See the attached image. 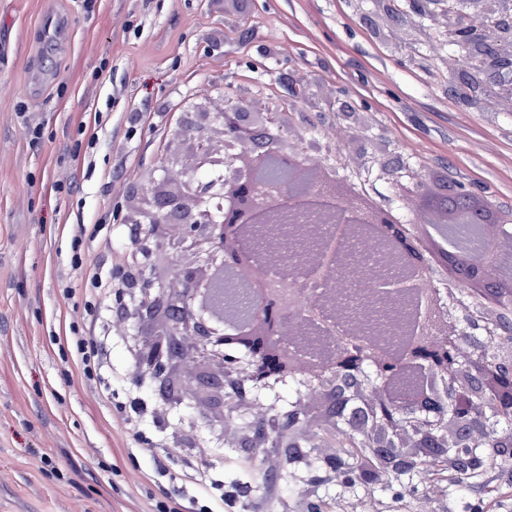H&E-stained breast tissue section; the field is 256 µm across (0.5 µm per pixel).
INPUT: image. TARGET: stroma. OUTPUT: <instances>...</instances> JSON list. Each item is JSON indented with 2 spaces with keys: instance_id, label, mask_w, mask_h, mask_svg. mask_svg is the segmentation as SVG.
I'll use <instances>...</instances> for the list:
<instances>
[{
  "instance_id": "35a3bbf8",
  "label": "stroma",
  "mask_w": 512,
  "mask_h": 512,
  "mask_svg": "<svg viewBox=\"0 0 512 512\" xmlns=\"http://www.w3.org/2000/svg\"><path fill=\"white\" fill-rule=\"evenodd\" d=\"M452 55L443 23L376 0H0V512H145L175 494L196 512L222 484L247 491L230 512H464L475 488L397 502L378 485H313L318 450L272 471L196 399L164 406L134 378L139 332L116 299L100 304L104 325L121 326L109 369L86 380L60 348L85 295L63 297L57 280L77 222L100 227L87 263L126 275L121 212L161 171L180 174L164 161L199 102L289 113L296 148L404 222L415 211L400 188L418 182L442 199L465 182L512 216V100L466 94ZM97 112L107 119L92 143L79 124ZM134 411L136 436L123 420ZM146 439L154 453L141 452ZM197 466L211 486L183 482Z\"/></svg>"
}]
</instances>
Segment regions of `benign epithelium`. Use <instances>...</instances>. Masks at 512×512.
Listing matches in <instances>:
<instances>
[{"label":"benign epithelium","mask_w":512,"mask_h":512,"mask_svg":"<svg viewBox=\"0 0 512 512\" xmlns=\"http://www.w3.org/2000/svg\"><path fill=\"white\" fill-rule=\"evenodd\" d=\"M489 23L501 29L499 40L485 35L467 38L466 13L443 2L448 39L464 43L467 72L482 71L485 82L472 85L478 96L486 89H512V12L498 0H476ZM272 125V110L247 112L232 103L220 111L194 115L188 130L195 133L196 168L182 190L168 191L166 177L153 181L151 197L130 224H145L142 250H187L196 260L177 271L180 287L167 289L153 274L141 270L127 277L135 324L148 322L154 331L138 350V377L159 387L171 403L187 393L204 397L213 413L259 406L256 396L271 394L288 378L279 358L243 349L224 363L226 329L255 336L266 327L267 343L288 352V344L309 345L310 336L339 333L340 342L326 347L319 361L300 364L293 374L303 394L293 419L288 411L258 410L248 427L239 429L238 447L251 453L272 448L282 460L294 461L307 448L303 439L313 425H322V439L336 448L352 438L367 448H387L382 464L360 457L356 467L364 484L385 473L401 474L432 456L462 448L471 434L485 428L482 414L459 422L455 411L489 402L512 413V397L489 390V378H512V344L500 343L489 360L460 340L458 319L444 310L435 280L468 290L480 308L476 322L502 327L512 323V231L487 224L490 248L464 260L442 250L420 224H405L389 208L345 192L341 181L326 180L318 165L292 146L263 149L259 136ZM172 224L179 234L169 235ZM377 258L367 270L369 288L364 305L347 312L344 289L348 272L359 271L363 255ZM409 284L393 344L387 321L375 314L381 296ZM232 290L252 300L243 309L226 301ZM358 361L393 363L394 374L372 377L353 365L337 368L336 346ZM453 352V361L437 362L429 352ZM493 455L512 456V432L495 437Z\"/></svg>","instance_id":"benign-epithelium-1"}]
</instances>
